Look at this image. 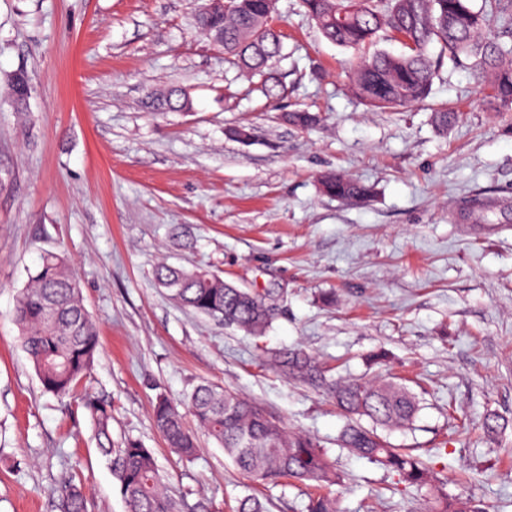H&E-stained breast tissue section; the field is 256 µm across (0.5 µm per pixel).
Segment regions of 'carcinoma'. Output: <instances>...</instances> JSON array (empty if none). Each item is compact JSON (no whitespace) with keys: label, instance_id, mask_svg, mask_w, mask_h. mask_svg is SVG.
Returning <instances> with one entry per match:
<instances>
[{"label":"carcinoma","instance_id":"obj_1","mask_svg":"<svg viewBox=\"0 0 512 512\" xmlns=\"http://www.w3.org/2000/svg\"><path fill=\"white\" fill-rule=\"evenodd\" d=\"M224 15L197 19L206 34L224 30V52L232 64L254 73H266L262 93L270 100L284 92L283 82L265 72L279 56L282 42L268 27L272 0H228ZM322 35L344 48L374 43L379 32L398 37L404 45L399 54L378 52L364 57L353 73L352 88L359 100L373 108L393 110L423 102L433 78L448 58L463 64L472 78L488 85L490 104L512 109V0H302ZM501 26L500 35L486 36L491 20ZM441 46L437 57L428 48ZM150 106L177 111L182 102L192 103L178 87L147 92ZM458 113L443 105L433 121L445 133ZM325 193L343 201H363L372 190L346 175L326 174ZM158 284L191 311L217 319L254 335L264 333L273 319L261 295L224 281L210 271L185 270L160 265L154 271ZM14 322L43 390L57 397L74 394L99 353V333L86 310L82 291L67 259L46 253L29 284L22 289L14 309ZM270 365L288 379L327 390L346 418L337 442L357 455L383 466L398 481L426 488L433 496L431 512H481L469 501L435 491L428 465L405 448H396L378 434L404 431L414 426L421 398L408 386L391 378L336 379L323 370L307 351H277ZM198 428L224 450L238 469L256 481L275 482L288 477L312 482L318 492L309 497L306 512H340L330 487L340 481L334 465L318 441L307 434L290 433L256 403L229 387L203 382L188 396ZM83 407L89 414L101 451L111 457L112 469L129 512H208L199 500L169 490L157 467L152 449L128 438L112 447L111 406L87 396ZM156 429L168 446L184 458L198 452L193 431L183 415L163 394L152 409ZM367 420L369 426L361 424ZM89 498L83 485L73 479L62 483L60 512H88Z\"/></svg>","mask_w":512,"mask_h":512}]
</instances>
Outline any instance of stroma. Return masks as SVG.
Instances as JSON below:
<instances>
[{"mask_svg": "<svg viewBox=\"0 0 512 512\" xmlns=\"http://www.w3.org/2000/svg\"><path fill=\"white\" fill-rule=\"evenodd\" d=\"M205 0H0V512H56L77 475L89 512H128L81 396L45 393L13 312L40 255H64L97 324L84 395L112 406V438L154 451L173 492L212 512L254 494L269 512H303L308 486L249 480L207 436L186 460L152 423L157 395L185 415L203 381L236 389L291 431L314 435L342 476L341 512H430L427 490L339 447L344 420L324 391L267 361L301 348L338 377L416 382L414 449L450 496L512 512V110L496 112L467 69L444 64L424 102L361 105L359 59L400 52L381 34L360 49L328 42L300 0H278L287 87L268 103L260 77L230 65L198 28ZM28 74L27 111L6 84ZM186 89L188 112H154L153 87ZM460 114L439 132L432 112ZM318 115L308 128L285 113ZM245 126L243 143L230 134ZM327 173L372 189L326 195ZM478 201L490 212L459 220ZM201 267L263 296L262 336L173 300L159 262ZM498 433L482 435L486 414Z\"/></svg>", "mask_w": 512, "mask_h": 512, "instance_id": "obj_1", "label": "stroma"}]
</instances>
